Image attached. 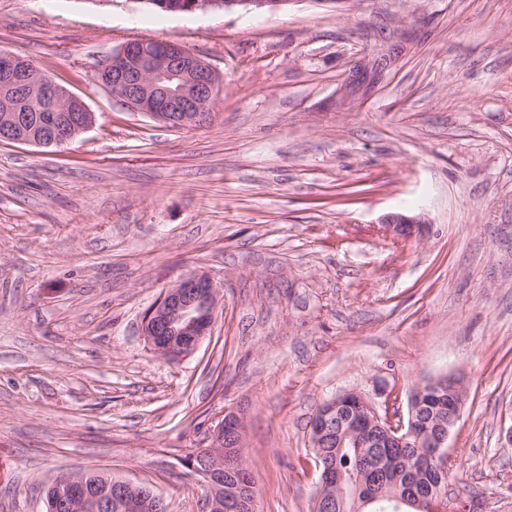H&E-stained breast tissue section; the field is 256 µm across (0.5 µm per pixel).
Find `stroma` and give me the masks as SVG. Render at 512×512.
<instances>
[{
	"label": "stroma",
	"instance_id": "stroma-1",
	"mask_svg": "<svg viewBox=\"0 0 512 512\" xmlns=\"http://www.w3.org/2000/svg\"><path fill=\"white\" fill-rule=\"evenodd\" d=\"M139 38L211 64L208 124L98 83ZM0 49L95 115L60 147L0 143V512H47L89 470L204 512L183 460L227 413L258 512H313L316 409L403 408L444 375L465 387L448 494L512 512V0H0ZM391 213L426 229L385 236ZM194 273L219 290L214 330L168 360L141 321ZM293 0H162L163 8L148 3L156 11L164 13L172 12H197L208 8H220L224 10H236L243 7L246 11L260 9H280ZM168 10V11H167ZM170 11V12H169Z\"/></svg>",
	"mask_w": 512,
	"mask_h": 512
}]
</instances>
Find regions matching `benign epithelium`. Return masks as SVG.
Returning <instances> with one entry per match:
<instances>
[{
    "instance_id": "benign-epithelium-1",
    "label": "benign epithelium",
    "mask_w": 512,
    "mask_h": 512,
    "mask_svg": "<svg viewBox=\"0 0 512 512\" xmlns=\"http://www.w3.org/2000/svg\"><path fill=\"white\" fill-rule=\"evenodd\" d=\"M292 0H162L170 12H197L208 8L247 11L280 9ZM98 81L124 105L176 129H189L210 120V106L218 96L219 82L215 70L196 51L183 45L155 40L138 39L97 64ZM22 91L31 102L48 106L52 116L41 129L30 132L25 143L36 146H60L92 126L95 116L85 103L65 87L53 82L42 70L27 64L25 58L0 51V138L11 141L22 125L13 106L14 94ZM425 219L401 213L386 215L381 222L382 232L393 238L408 239L423 230ZM216 289L210 278L197 274L181 280L157 300L144 314L141 331L155 353L168 360L182 359L192 354L211 335L214 326ZM452 386L463 393L462 381L454 377H439L424 384L430 391L444 392ZM337 399L356 403L364 412L360 434L378 424L387 430L391 443L405 447L407 438L414 435L405 422L389 415L382 416L377 404L358 392H347ZM240 420L227 414L217 424L210 447L197 451L204 466H191L201 475L209 489L210 512H224V473L234 476L237 485L243 484L244 466L235 450L234 438ZM451 430H441L427 439L435 449L434 457L448 469V439ZM320 486L340 484L341 471L332 470L328 463L316 460ZM51 487L56 495L50 499L49 512H167L165 501L155 490L143 484L124 480H105V487L96 491L87 486L80 474L57 478Z\"/></svg>"
}]
</instances>
